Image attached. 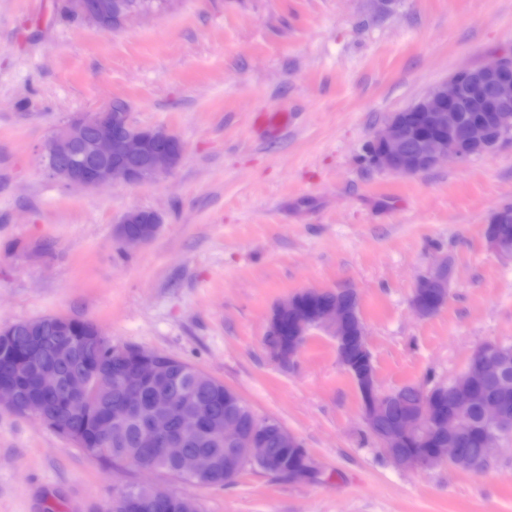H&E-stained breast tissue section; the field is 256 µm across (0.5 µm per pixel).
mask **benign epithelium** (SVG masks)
<instances>
[{
	"mask_svg": "<svg viewBox=\"0 0 512 512\" xmlns=\"http://www.w3.org/2000/svg\"><path fill=\"white\" fill-rule=\"evenodd\" d=\"M69 6L83 20L102 31H112V23L124 15L121 0H69ZM512 134V49L494 53L479 66L458 69L446 82L430 89L407 108L394 113L365 145V159L373 167L394 175H414L452 158L462 163L476 154L496 149ZM184 152L181 141L164 128L136 126L127 113L105 105L94 112L81 114L47 140L43 156L47 173L66 186L94 190L115 182L138 185L170 173ZM137 211L124 214L115 229V237L127 248L152 241L160 228L158 224H141L135 230L129 224L136 220ZM499 222L485 227L488 248L500 259L512 262V245L498 230ZM453 281L452 264L444 257L420 276L411 298L413 312L422 318L437 312L448 302ZM358 298L355 290L336 291V302L321 305L313 316L295 315L296 336L284 347L276 342L280 314L293 309L289 296L272 310L265 340L269 356L278 364H293L310 335V324L336 340V356L344 366L349 363V344L368 345L366 328L353 325L355 311L351 302ZM501 341L489 340L471 354L464 369L451 380L452 394L448 407L436 402L433 393L421 390L416 394L382 392L377 370L368 366L354 371L352 379L360 398L363 421L378 441L390 461L404 470H425L463 458L457 440L464 426V415L471 407H480L486 429L477 458L488 462L493 451L501 447L492 426L509 414L508 401L498 397L478 398L471 391L475 381L494 379L499 370L498 355ZM23 373L35 372L38 390H53L58 382L54 368L42 363L41 351L33 348L16 361ZM168 370L155 364V357L137 355L130 376L124 381L121 401L112 411V419L96 424V433L103 441L119 438L125 417L140 407L141 387L153 388L152 412L143 427L142 438L152 444L167 439L166 455L179 463L181 473L204 478L213 469L210 457L190 454L181 442L169 437L172 401L167 388ZM16 388L0 383V407L12 412L19 410ZM24 413L46 426L56 423L53 413L42 403H30ZM207 433L224 439V482L233 481L242 466L262 465L267 472L290 482L308 481L307 472L296 465H287L268 448L267 433H272L281 448L301 449L302 442L283 424L270 420L252 424L250 430L241 428L237 416L229 414L205 426ZM424 435L432 448L423 453H406L405 443Z\"/></svg>",
	"mask_w": 512,
	"mask_h": 512,
	"instance_id": "obj_1",
	"label": "benign epithelium"
}]
</instances>
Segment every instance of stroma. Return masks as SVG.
Here are the masks:
<instances>
[{"label": "stroma", "instance_id": "35a3bbf8", "mask_svg": "<svg viewBox=\"0 0 512 512\" xmlns=\"http://www.w3.org/2000/svg\"><path fill=\"white\" fill-rule=\"evenodd\" d=\"M58 0H0V325L57 315L113 343L184 359L279 420L317 482L259 469L211 488L113 466L0 409V512H102L155 485L201 512H512V447L481 473L397 468L368 433L336 343L313 332L292 366L265 345L280 300L354 289L378 386L447 380L482 342H512V262L491 213L512 204V142L466 163L397 176L363 147L459 68L512 48V0H171L102 32ZM120 99L184 146L165 177L93 191L44 167L72 117ZM258 112L287 125L261 134ZM157 210V236L119 249L113 229ZM448 255V303L420 319L417 278ZM499 224V221L486 224L485 240L487 246L500 259L512 262V245L508 243L504 235L498 230Z\"/></svg>", "mask_w": 512, "mask_h": 512}]
</instances>
